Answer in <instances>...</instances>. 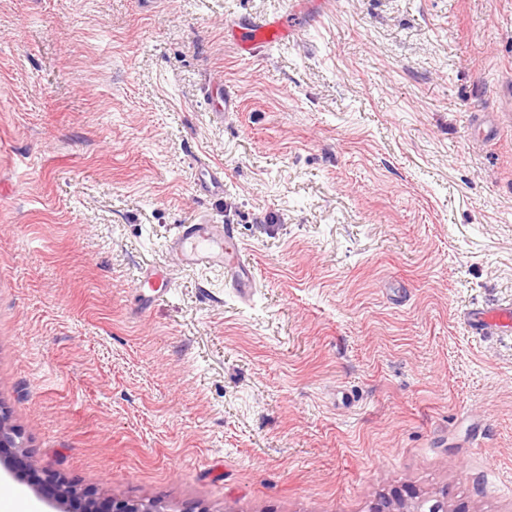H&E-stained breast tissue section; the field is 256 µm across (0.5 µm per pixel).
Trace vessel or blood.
<instances>
[{"mask_svg":"<svg viewBox=\"0 0 512 512\" xmlns=\"http://www.w3.org/2000/svg\"><path fill=\"white\" fill-rule=\"evenodd\" d=\"M285 35L280 23H253L239 34V47L249 53L257 46L281 40ZM173 248L185 265L223 269L225 281L234 285L241 296L249 295L255 273L252 265L241 257L234 225H180Z\"/></svg>","mask_w":512,"mask_h":512,"instance_id":"vessel-or-blood-1","label":"vessel or blood"}]
</instances>
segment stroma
Listing matches in <instances>:
<instances>
[{"instance_id":"stroma-1","label":"stroma","mask_w":512,"mask_h":512,"mask_svg":"<svg viewBox=\"0 0 512 512\" xmlns=\"http://www.w3.org/2000/svg\"><path fill=\"white\" fill-rule=\"evenodd\" d=\"M510 87L512 0H0V406L41 466L0 482L512 512V330L465 322L512 304ZM204 220L250 302L170 254ZM243 31L237 37L238 45L243 52L250 54L259 45L272 43L287 36L286 30L279 22H254L243 28ZM407 495H403L401 491H394L390 496H383L378 498L370 506V512H420V510H408L405 509L407 506L408 498H415L413 492L407 491Z\"/></svg>"}]
</instances>
